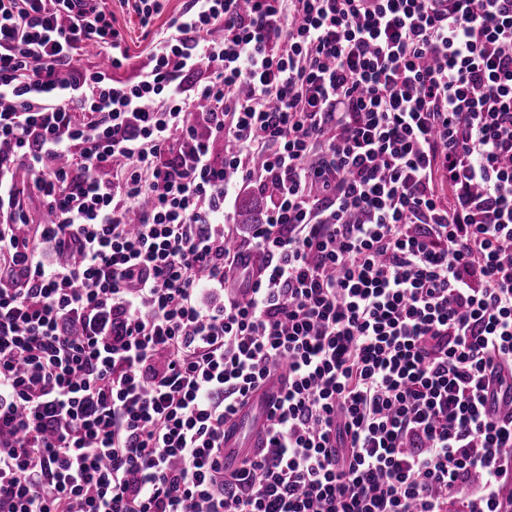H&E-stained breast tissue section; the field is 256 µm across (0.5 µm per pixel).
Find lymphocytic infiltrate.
<instances>
[{
  "mask_svg": "<svg viewBox=\"0 0 512 512\" xmlns=\"http://www.w3.org/2000/svg\"><path fill=\"white\" fill-rule=\"evenodd\" d=\"M107 2L0 0V512H512V0ZM119 0H112L110 7L114 13L117 23L127 32L128 43L132 48L134 56L131 66H140L148 61L147 46L150 43L149 37L144 40L136 15L126 7H121ZM14 182L18 188L24 190L18 199L23 210L29 215L31 224H49L50 220L54 221V216L48 210L44 199L28 189V186L32 184V175L29 170L18 168L14 173ZM248 189V190H247ZM252 188L243 189L232 209L233 217L235 219V211L238 206L240 198L251 193ZM266 207V198L263 194L252 193L250 196L242 200L237 209V219L241 224H237V238L239 241L247 240V237L251 234L253 226H247L242 224H259L262 219ZM279 388L271 384L255 393L248 407L241 410L235 421L226 427L224 436V466L234 469L251 448L259 446L265 424V409L274 402Z\"/></svg>",
  "mask_w": 512,
  "mask_h": 512,
  "instance_id": "f902f5d3",
  "label": "lymphocytic infiltrate"
}]
</instances>
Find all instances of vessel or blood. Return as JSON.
<instances>
[{
    "instance_id": "vessel-or-blood-1",
    "label": "vessel or blood",
    "mask_w": 512,
    "mask_h": 512,
    "mask_svg": "<svg viewBox=\"0 0 512 512\" xmlns=\"http://www.w3.org/2000/svg\"><path fill=\"white\" fill-rule=\"evenodd\" d=\"M278 387L266 385L255 393L248 407L241 410L235 421L227 427L224 436V465L239 466L248 449L257 447L265 424V409L274 402Z\"/></svg>"
}]
</instances>
